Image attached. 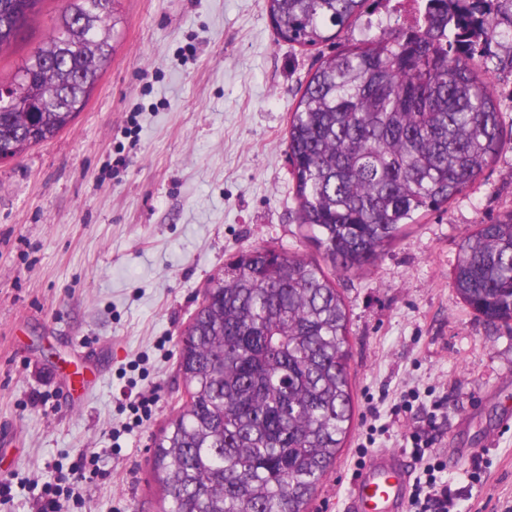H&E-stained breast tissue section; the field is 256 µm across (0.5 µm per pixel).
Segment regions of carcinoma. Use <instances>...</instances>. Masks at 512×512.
<instances>
[{"instance_id": "cac0c4a2", "label": "carcinoma", "mask_w": 512, "mask_h": 512, "mask_svg": "<svg viewBox=\"0 0 512 512\" xmlns=\"http://www.w3.org/2000/svg\"><path fill=\"white\" fill-rule=\"evenodd\" d=\"M47 0H0V56ZM52 29L0 83V150L68 129L117 46L122 0H60ZM391 0H265L277 36L319 48ZM512 43V0H425L415 24L367 20L320 58L288 122L298 224L319 258L256 248L205 285L181 343L186 400L154 439L161 512H309L354 420L346 304L328 276L375 263L423 212L461 195L506 147L491 69L466 47ZM456 294L512 321V210L463 237Z\"/></svg>"}]
</instances>
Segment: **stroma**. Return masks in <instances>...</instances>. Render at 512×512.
<instances>
[{
    "instance_id": "stroma-1",
    "label": "stroma",
    "mask_w": 512,
    "mask_h": 512,
    "mask_svg": "<svg viewBox=\"0 0 512 512\" xmlns=\"http://www.w3.org/2000/svg\"><path fill=\"white\" fill-rule=\"evenodd\" d=\"M112 63L73 125L0 162V512H38L33 483L79 453L101 473L83 512H160L150 472L160 428L183 399V332L207 280L255 247L314 256L295 213L288 116L322 50L278 39L264 0H122ZM512 124V50L477 45ZM512 209V148L448 206L425 213L367 270L341 279L356 412L310 512H346L370 425L403 449L405 423L442 401L448 483L481 512L512 506V326L456 294L463 236ZM153 392L131 433L130 394ZM417 391L420 405L396 412ZM491 462L483 484L473 457Z\"/></svg>"
}]
</instances>
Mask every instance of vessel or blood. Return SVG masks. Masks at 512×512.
Returning a JSON list of instances; mask_svg holds the SVG:
<instances>
[{"mask_svg":"<svg viewBox=\"0 0 512 512\" xmlns=\"http://www.w3.org/2000/svg\"><path fill=\"white\" fill-rule=\"evenodd\" d=\"M412 466L392 449L375 451L351 481L348 512H404Z\"/></svg>","mask_w":512,"mask_h":512,"instance_id":"b4317fda","label":"vessel or blood"}]
</instances>
